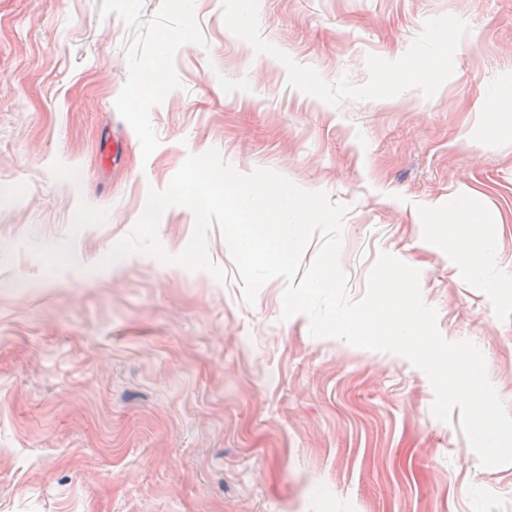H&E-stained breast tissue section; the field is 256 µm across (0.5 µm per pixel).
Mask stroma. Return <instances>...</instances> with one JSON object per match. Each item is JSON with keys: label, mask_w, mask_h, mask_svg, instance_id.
<instances>
[{"label": "stroma", "mask_w": 512, "mask_h": 512, "mask_svg": "<svg viewBox=\"0 0 512 512\" xmlns=\"http://www.w3.org/2000/svg\"><path fill=\"white\" fill-rule=\"evenodd\" d=\"M507 84L512 0H0V512H512V465L433 417L422 370L282 319L284 279L247 303L219 230L223 282L100 265L217 148L348 205L350 298L379 253L418 269L512 412V139L487 130ZM463 193L490 283L435 227ZM193 228L167 210L164 251Z\"/></svg>", "instance_id": "1"}]
</instances>
